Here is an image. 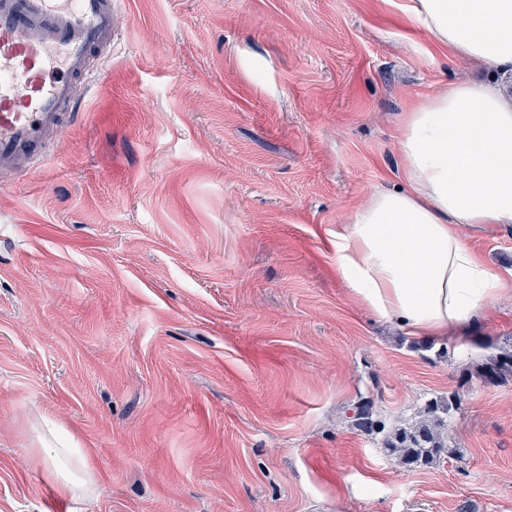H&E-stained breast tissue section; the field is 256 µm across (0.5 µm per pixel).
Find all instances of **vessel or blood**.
Returning <instances> with one entry per match:
<instances>
[{
	"label": "vessel or blood",
	"mask_w": 512,
	"mask_h": 512,
	"mask_svg": "<svg viewBox=\"0 0 512 512\" xmlns=\"http://www.w3.org/2000/svg\"><path fill=\"white\" fill-rule=\"evenodd\" d=\"M114 37L112 0H0L1 173L56 153L55 133Z\"/></svg>",
	"instance_id": "obj_1"
}]
</instances>
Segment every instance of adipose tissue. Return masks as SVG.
<instances>
[{
  "label": "adipose tissue",
  "instance_id": "adipose-tissue-1",
  "mask_svg": "<svg viewBox=\"0 0 512 512\" xmlns=\"http://www.w3.org/2000/svg\"><path fill=\"white\" fill-rule=\"evenodd\" d=\"M436 44L473 68L512 72V0H407ZM402 185L371 188L330 235L352 300L410 335L459 341L505 295L462 226L512 225V92L464 80L426 98L398 128ZM40 463L58 493L88 496L85 456L60 445Z\"/></svg>",
  "mask_w": 512,
  "mask_h": 512
}]
</instances>
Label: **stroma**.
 Instances as JSON below:
<instances>
[{
    "mask_svg": "<svg viewBox=\"0 0 512 512\" xmlns=\"http://www.w3.org/2000/svg\"><path fill=\"white\" fill-rule=\"evenodd\" d=\"M403 0H117L59 150L0 186V512H512V301L426 345L359 307L331 229L400 182L454 60ZM512 289V225L464 228ZM455 395L456 457L395 466L350 410ZM53 431L99 490L61 497ZM478 375L487 380L505 381L512 377V349H502L478 368Z\"/></svg>",
    "mask_w": 512,
    "mask_h": 512,
    "instance_id": "stroma-1",
    "label": "stroma"
}]
</instances>
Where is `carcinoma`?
<instances>
[{"mask_svg": "<svg viewBox=\"0 0 512 512\" xmlns=\"http://www.w3.org/2000/svg\"><path fill=\"white\" fill-rule=\"evenodd\" d=\"M478 375L487 380L504 381L512 377V349H503L478 368ZM456 407L454 398L431 399L420 411L418 419L388 426L373 418V404L369 399L359 401L350 419L359 430L379 438L381 447L402 468L427 466L439 462L444 454H453L447 448L448 426Z\"/></svg>", "mask_w": 512, "mask_h": 512, "instance_id": "1", "label": "carcinoma"}]
</instances>
